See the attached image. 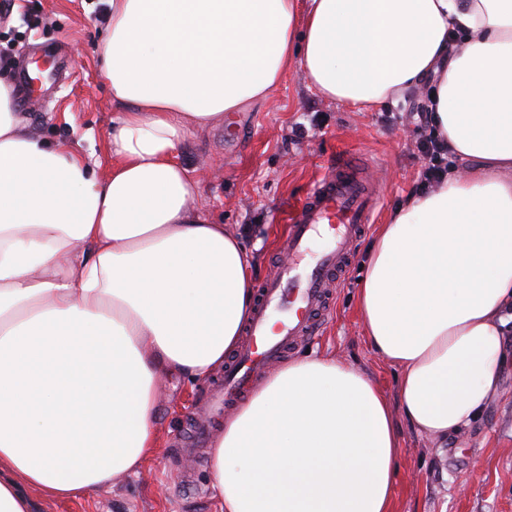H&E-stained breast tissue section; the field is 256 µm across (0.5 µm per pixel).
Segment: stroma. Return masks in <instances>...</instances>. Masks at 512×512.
Segmentation results:
<instances>
[{
	"instance_id": "obj_1",
	"label": "stroma",
	"mask_w": 512,
	"mask_h": 512,
	"mask_svg": "<svg viewBox=\"0 0 512 512\" xmlns=\"http://www.w3.org/2000/svg\"><path fill=\"white\" fill-rule=\"evenodd\" d=\"M107 23L104 0H0V52L17 56L32 41L64 43L75 58L65 88L46 104L25 108L29 135L111 165L109 135L116 112L97 80V44ZM411 104L366 112L318 97L297 70L285 75L267 100L237 113L242 136L224 139L231 123L193 132L179 160L199 184L194 208L228 229L242 232L257 257L262 280L278 255L284 214L310 191L331 163L347 154L371 161L384 196L377 217L414 196L424 162L416 148L419 132ZM392 122H383V114ZM377 232L369 227L355 262L337 289L329 320L318 336L296 348L293 358L336 352L364 371L397 404V372L371 351L357 304L362 257ZM499 393L475 427L437 443L398 419L402 453L393 492L394 512H512V365L500 375ZM214 377L193 382L163 376L157 405L159 446L143 467L120 474L78 497L59 500L30 490L36 512H220L211 487L210 457L181 451L190 419L203 409Z\"/></svg>"
}]
</instances>
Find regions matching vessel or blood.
<instances>
[{"instance_id":"1","label":"vessel or blood","mask_w":512,"mask_h":512,"mask_svg":"<svg viewBox=\"0 0 512 512\" xmlns=\"http://www.w3.org/2000/svg\"><path fill=\"white\" fill-rule=\"evenodd\" d=\"M27 53L41 56L48 66L36 77L27 67H17L15 82L25 102H41L75 61L54 43L34 45ZM366 169V164L350 157L337 160L291 207L282 256L257 287L243 336L224 364L222 380L210 391L207 415L194 422L187 453H196L217 418L236 408L258 377L314 336L328 317L335 289L345 282L354 263L355 244L373 223L383 197L381 186L366 177ZM323 232L331 237V246L311 255L312 240Z\"/></svg>"}]
</instances>
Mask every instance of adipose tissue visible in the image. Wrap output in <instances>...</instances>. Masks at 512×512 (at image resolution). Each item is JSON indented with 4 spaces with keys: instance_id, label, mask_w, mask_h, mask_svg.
Here are the masks:
<instances>
[{
    "instance_id": "1",
    "label": "adipose tissue",
    "mask_w": 512,
    "mask_h": 512,
    "mask_svg": "<svg viewBox=\"0 0 512 512\" xmlns=\"http://www.w3.org/2000/svg\"><path fill=\"white\" fill-rule=\"evenodd\" d=\"M112 165L32 138L0 80V512L69 499L158 446L160 376L224 365L253 298L239 237L191 205L187 135L298 70L321 98L398 103L429 75L465 160L380 225L358 292L399 405L332 354L268 376L213 441L223 512H393L396 415L438 441L499 390L512 321V0H105ZM463 43L448 50V34Z\"/></svg>"
}]
</instances>
